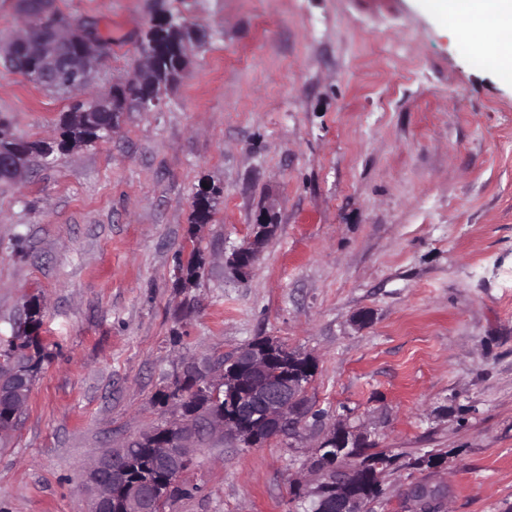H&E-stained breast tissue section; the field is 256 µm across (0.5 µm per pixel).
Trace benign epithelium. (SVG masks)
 I'll return each mask as SVG.
<instances>
[{"label":"benign epithelium","mask_w":512,"mask_h":512,"mask_svg":"<svg viewBox=\"0 0 512 512\" xmlns=\"http://www.w3.org/2000/svg\"><path fill=\"white\" fill-rule=\"evenodd\" d=\"M164 45L172 46L181 67L187 68L188 42L179 41L163 26H155L153 33L141 44L139 67L133 78L125 86L114 89L112 96L87 101L82 109L87 126L94 125L100 112H110L115 117L131 109L149 112L159 106L161 95L150 84L159 71V49ZM19 56L25 61L21 70L35 84L44 86L54 80L77 85L82 82L84 72L102 60L104 47L97 38L81 29L56 25L44 33L40 25L35 24L27 33L14 36L4 53L7 60ZM25 170L26 164L16 158L14 147L0 143V172L19 180ZM272 228L271 224L257 221L252 239L232 252L229 262L238 274L246 277L251 273ZM277 348L272 341L255 340L231 358V369L224 371V382L215 379V362L209 361L201 367L194 360H187L186 373L202 378L208 384H224L225 411L201 414L178 426L174 434L152 430L131 443L150 439L149 445L158 466L173 473L178 480L195 462V449L191 448V443L201 430L228 434L246 447L256 446L266 438L300 435L312 413L303 391V374L294 370L285 372L281 364L286 357L295 362L303 361L307 372L313 370L315 364L308 356L291 351L285 355ZM345 429L344 424H333L319 447H342ZM320 473L321 481L315 487L309 489L298 484L302 497L313 498L320 512H369V503L353 493L346 481L336 479L335 464L324 465ZM82 485L90 494L91 512H112L114 505L119 512H155L160 496L168 495L172 489V485H164L148 474L138 480L119 477L116 458L110 451L84 470Z\"/></svg>","instance_id":"7a95c632"}]
</instances>
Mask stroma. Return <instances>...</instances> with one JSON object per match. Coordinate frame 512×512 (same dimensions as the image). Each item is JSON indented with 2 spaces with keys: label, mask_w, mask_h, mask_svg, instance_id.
<instances>
[{
  "label": "stroma",
  "mask_w": 512,
  "mask_h": 512,
  "mask_svg": "<svg viewBox=\"0 0 512 512\" xmlns=\"http://www.w3.org/2000/svg\"><path fill=\"white\" fill-rule=\"evenodd\" d=\"M52 9L112 46L67 94L0 60V117L29 141L131 79L159 17L205 40L159 110L0 181V350L35 300L47 352L0 440V512H89L86 466L172 418L158 395L183 359L260 337L315 359L322 421L252 448L201 436L170 512H307L294 481H319L309 459L339 418L377 450L443 457L387 470L374 512H403L418 483L444 486L448 512H512V70L467 50L435 0ZM262 213L273 231L242 279L227 260ZM190 244L203 273L181 284Z\"/></svg>",
  "instance_id": "1"
}]
</instances>
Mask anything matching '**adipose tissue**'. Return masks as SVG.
Listing matches in <instances>:
<instances>
[{"label":"adipose tissue","instance_id":"1","mask_svg":"<svg viewBox=\"0 0 512 512\" xmlns=\"http://www.w3.org/2000/svg\"><path fill=\"white\" fill-rule=\"evenodd\" d=\"M460 40L489 67L512 61V0H441Z\"/></svg>","mask_w":512,"mask_h":512}]
</instances>
